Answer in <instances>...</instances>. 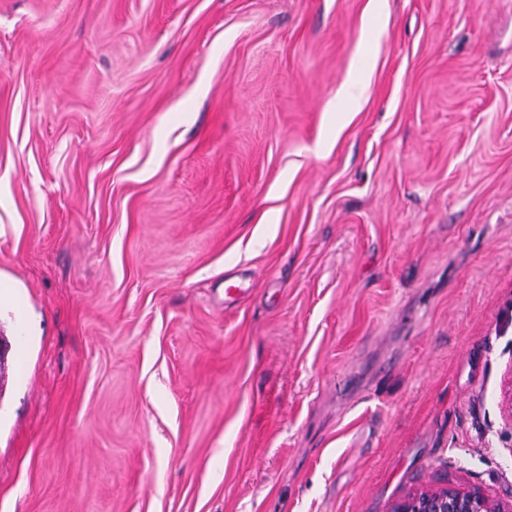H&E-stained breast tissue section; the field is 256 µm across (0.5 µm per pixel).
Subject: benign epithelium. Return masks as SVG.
Returning a JSON list of instances; mask_svg holds the SVG:
<instances>
[{
    "label": "benign epithelium",
    "instance_id": "obj_1",
    "mask_svg": "<svg viewBox=\"0 0 512 512\" xmlns=\"http://www.w3.org/2000/svg\"><path fill=\"white\" fill-rule=\"evenodd\" d=\"M392 512H512V502L491 497L481 488H426L410 493Z\"/></svg>",
    "mask_w": 512,
    "mask_h": 512
}]
</instances>
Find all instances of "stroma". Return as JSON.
I'll return each mask as SVG.
<instances>
[{
	"label": "stroma",
	"instance_id": "35a3bbf8",
	"mask_svg": "<svg viewBox=\"0 0 512 512\" xmlns=\"http://www.w3.org/2000/svg\"><path fill=\"white\" fill-rule=\"evenodd\" d=\"M0 282V512L512 499V0H0Z\"/></svg>",
	"mask_w": 512,
	"mask_h": 512
}]
</instances>
